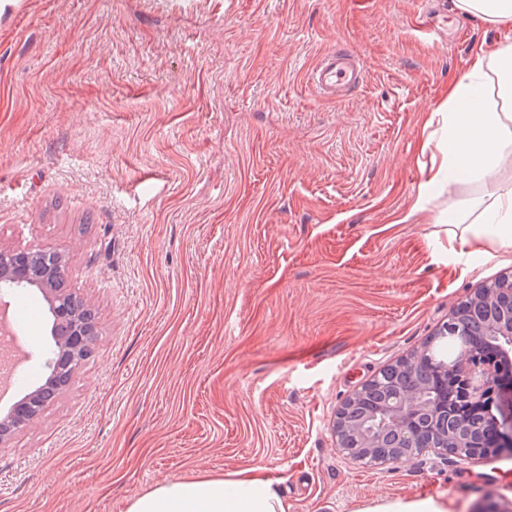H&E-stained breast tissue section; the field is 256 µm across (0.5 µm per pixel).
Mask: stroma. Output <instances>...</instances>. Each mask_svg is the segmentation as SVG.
Returning a JSON list of instances; mask_svg holds the SVG:
<instances>
[{
	"label": "stroma",
	"instance_id": "obj_1",
	"mask_svg": "<svg viewBox=\"0 0 512 512\" xmlns=\"http://www.w3.org/2000/svg\"><path fill=\"white\" fill-rule=\"evenodd\" d=\"M449 0H22L0 12V241L68 252L92 358L0 446V512H126L254 469L290 512L512 501V457L352 463L341 403L512 252L409 217L426 115L491 38ZM351 49L362 84L310 81ZM27 342L49 340L37 291Z\"/></svg>",
	"mask_w": 512,
	"mask_h": 512
}]
</instances>
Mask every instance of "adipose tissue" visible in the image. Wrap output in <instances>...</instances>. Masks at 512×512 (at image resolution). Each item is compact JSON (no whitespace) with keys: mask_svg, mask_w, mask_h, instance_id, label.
Segmentation results:
<instances>
[{"mask_svg":"<svg viewBox=\"0 0 512 512\" xmlns=\"http://www.w3.org/2000/svg\"><path fill=\"white\" fill-rule=\"evenodd\" d=\"M455 8L489 27L512 31V0H455ZM497 76V100L486 101L489 74ZM437 151L422 171L431 187L456 190L468 182H492L478 200L463 201L439 216L447 227L449 254L486 256L512 250V43L487 45L471 55L464 74L448 84ZM127 512H289L266 477L253 471L201 475L166 482L131 500Z\"/></svg>","mask_w":512,"mask_h":512,"instance_id":"adipose-tissue-1","label":"adipose tissue"}]
</instances>
